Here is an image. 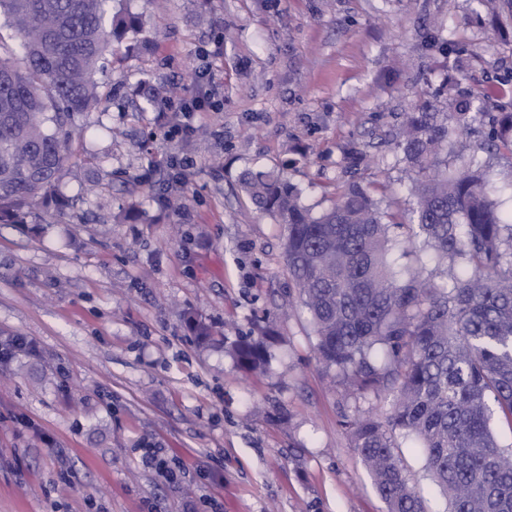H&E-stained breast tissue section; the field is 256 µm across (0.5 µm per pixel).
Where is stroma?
I'll use <instances>...</instances> for the list:
<instances>
[{
	"label": "stroma",
	"instance_id": "stroma-1",
	"mask_svg": "<svg viewBox=\"0 0 512 512\" xmlns=\"http://www.w3.org/2000/svg\"><path fill=\"white\" fill-rule=\"evenodd\" d=\"M146 50L116 53L99 81L107 109L84 115L59 223L37 208L0 223V343L34 352L0 364V512H385L349 446L345 417L390 402L348 396L316 354L288 279L285 228L241 188L280 169L314 212L343 182L382 209H408L391 141L404 113L441 109L443 78L496 87L512 112V12L480 0H130ZM211 65L222 106L167 134L145 100L196 93ZM512 210V153L462 131ZM193 161L172 181L171 157ZM145 219L129 214L132 205ZM211 334L200 340L186 319ZM263 342L258 370L237 362ZM428 512H448L412 439L397 436ZM159 451L165 476L144 456ZM234 351L239 365L247 370L260 368L266 360V351L261 343L248 337L241 339Z\"/></svg>",
	"mask_w": 512,
	"mask_h": 512
}]
</instances>
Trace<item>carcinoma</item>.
<instances>
[{
    "mask_svg": "<svg viewBox=\"0 0 512 512\" xmlns=\"http://www.w3.org/2000/svg\"><path fill=\"white\" fill-rule=\"evenodd\" d=\"M139 32L138 16L112 0H0V218L22 224L56 193L75 119L106 110L102 63ZM483 99L451 95L445 112L405 113L395 139L411 173L402 217L356 182L315 214L284 173L241 177L285 227L288 277L311 314L319 361L354 394L390 398L385 418L358 412L345 423L387 512H426L398 434L419 441L450 512H512V452L491 428L496 412L512 423V213L499 211L498 188L472 160L448 164L452 139L474 123L492 149L512 153V113L489 112ZM418 242L442 272L396 268L393 251ZM235 355L247 370L266 360L248 337Z\"/></svg>",
    "mask_w": 512,
    "mask_h": 512,
    "instance_id": "carcinoma-1",
    "label": "carcinoma"
}]
</instances>
